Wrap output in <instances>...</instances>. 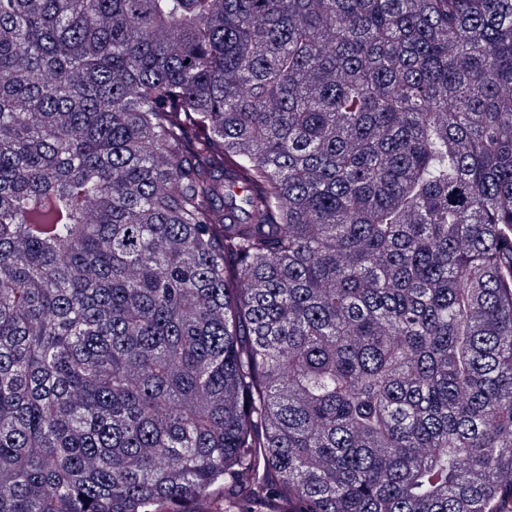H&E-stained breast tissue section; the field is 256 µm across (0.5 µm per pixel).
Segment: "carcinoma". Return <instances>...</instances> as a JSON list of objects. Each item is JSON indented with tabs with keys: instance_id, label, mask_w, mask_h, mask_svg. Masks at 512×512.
<instances>
[{
	"instance_id": "carcinoma-1",
	"label": "carcinoma",
	"mask_w": 512,
	"mask_h": 512,
	"mask_svg": "<svg viewBox=\"0 0 512 512\" xmlns=\"http://www.w3.org/2000/svg\"><path fill=\"white\" fill-rule=\"evenodd\" d=\"M0 512H512V0H0Z\"/></svg>"
}]
</instances>
